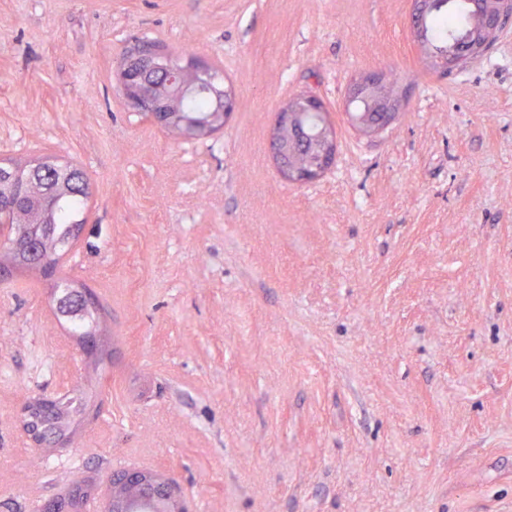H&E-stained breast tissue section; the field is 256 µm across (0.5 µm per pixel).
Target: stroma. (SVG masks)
Masks as SVG:
<instances>
[{
    "label": "stroma",
    "mask_w": 512,
    "mask_h": 512,
    "mask_svg": "<svg viewBox=\"0 0 512 512\" xmlns=\"http://www.w3.org/2000/svg\"><path fill=\"white\" fill-rule=\"evenodd\" d=\"M412 0H0V161L91 178L60 270L105 308L101 365L39 274L0 283V512L137 468L188 512H512V25L440 78ZM223 70L237 106L183 141L126 104L125 48ZM396 79L356 131L348 89ZM312 92L334 167L281 179L270 130ZM95 390L66 447L21 405ZM385 74L383 72H369L362 74L356 79L349 89V102L360 99L364 91L369 88H377L384 84ZM295 101L301 102L308 112H319L320 116L323 118L324 148L319 163L305 171L287 170L282 168L279 162L278 152L275 146L273 147V144L276 142L275 136L277 130L282 125H290L293 121L295 112L294 108H292L289 103L281 107L276 113V119L271 136V145L280 175L288 182L303 185L313 183L322 178L334 164L337 149L336 129L329 120L330 113L327 104L320 96L312 93H302L295 97ZM398 107V103L394 99H383L382 101H380L378 107V112L380 115L379 121L370 124H365L358 117L352 119L353 125L364 134L377 133L383 130L384 128L388 127L395 121L396 116L399 114V112H397Z\"/></svg>",
    "instance_id": "1"
}]
</instances>
